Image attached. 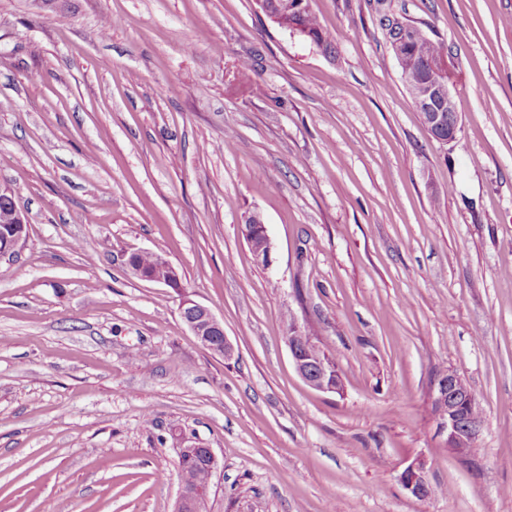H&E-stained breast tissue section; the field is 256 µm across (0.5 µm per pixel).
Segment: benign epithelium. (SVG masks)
Listing matches in <instances>:
<instances>
[{
	"label": "benign epithelium",
	"mask_w": 512,
	"mask_h": 512,
	"mask_svg": "<svg viewBox=\"0 0 512 512\" xmlns=\"http://www.w3.org/2000/svg\"><path fill=\"white\" fill-rule=\"evenodd\" d=\"M459 117H447L440 111L429 113V125L439 131L437 140L448 143L457 138ZM251 221L241 225L257 264H271V242L266 224L256 213L249 215ZM27 226L25 215L15 209L12 223L0 227V257L13 255L25 240ZM158 269L150 274L136 266H129L130 272L143 281L156 282L179 292V314L183 322L196 336L200 345L212 352L232 356L233 348L224 333V322L219 320L206 306L192 299L182 289L181 279L176 269L162 255H157ZM295 368L303 381L311 388L329 393L342 391L343 384L336 369L321 356H311L310 337L306 336L296 320L289 321L286 336ZM476 406L471 389L456 372L450 371L441 376L435 387L433 410L437 432L446 437L448 449L457 457L471 456L477 444L481 421L469 410ZM399 482L411 495L417 498L428 497L427 461L418 456L410 461L399 474ZM188 508L200 510L203 499L193 491L180 490L175 512H185Z\"/></svg>",
	"instance_id": "obj_1"
}]
</instances>
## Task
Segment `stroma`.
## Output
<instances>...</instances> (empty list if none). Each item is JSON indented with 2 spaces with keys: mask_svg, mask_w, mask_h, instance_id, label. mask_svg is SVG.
<instances>
[{
  "mask_svg": "<svg viewBox=\"0 0 512 512\" xmlns=\"http://www.w3.org/2000/svg\"><path fill=\"white\" fill-rule=\"evenodd\" d=\"M311 7L334 54L256 0H0V182L28 220L0 262V512H173L192 447L219 461L206 512H512V0ZM381 7L447 43L454 142ZM292 319L342 393L299 376ZM451 370L482 411L466 460L435 433ZM418 456L424 499L398 481ZM248 218H251V221L248 222ZM241 229L257 264L262 266L270 265L272 246L266 224L263 223L260 216L256 213L246 216L244 224H241ZM129 259L144 270H153L155 267V258L150 251L133 253ZM157 259L158 269L152 274L144 273L141 268L131 264H128V267L135 277L143 281L160 283L179 292V314L200 345L212 353L224 354L226 359L231 357L233 348L224 333L223 321L219 320L209 308L183 291L178 272L165 257L157 253ZM220 339L223 340L222 344L219 343Z\"/></svg>",
  "mask_w": 512,
  "mask_h": 512,
  "instance_id": "1",
  "label": "stroma"
}]
</instances>
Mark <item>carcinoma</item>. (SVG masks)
<instances>
[{
  "mask_svg": "<svg viewBox=\"0 0 512 512\" xmlns=\"http://www.w3.org/2000/svg\"><path fill=\"white\" fill-rule=\"evenodd\" d=\"M290 2L292 0H267V8L278 18V26L300 34L327 53H333L332 39L322 28L309 0H301L303 6L297 10L290 9ZM378 27L383 31L397 62L402 65L405 88L413 99H418L424 87H434L448 80L447 73L431 66L433 61L443 62L448 58V45L445 42L430 37L417 24L412 27L411 42H402L398 18L393 15H381ZM177 473L179 481L187 486L211 488L214 473L204 465L195 448H188L177 455Z\"/></svg>",
  "mask_w": 512,
  "mask_h": 512,
  "instance_id": "obj_1",
  "label": "carcinoma"
}]
</instances>
